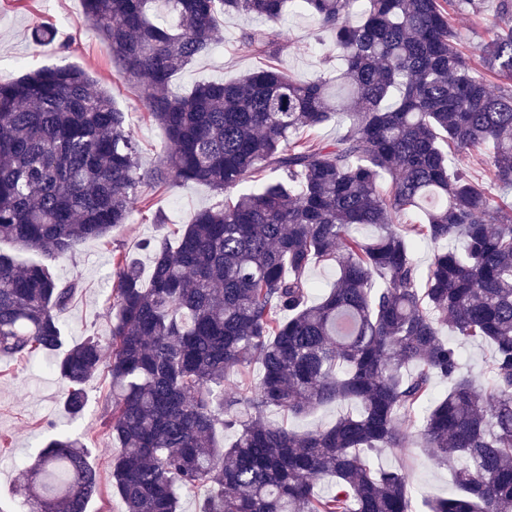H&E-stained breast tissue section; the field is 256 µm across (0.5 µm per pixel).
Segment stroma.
<instances>
[{
    "instance_id": "stroma-1",
    "label": "stroma",
    "mask_w": 512,
    "mask_h": 512,
    "mask_svg": "<svg viewBox=\"0 0 512 512\" xmlns=\"http://www.w3.org/2000/svg\"><path fill=\"white\" fill-rule=\"evenodd\" d=\"M497 0H485L481 13H452L453 23L462 31L461 49L475 53L488 42L498 25ZM53 24V42L38 45L32 38L34 25ZM260 21L244 14L224 15L214 37L212 50L197 59L173 81L184 92L199 83L231 81L260 67L261 62L246 49L240 36ZM287 43L273 63L293 77L309 80L320 74L335 75L339 59H326L330 47L327 33L318 30L313 19L300 8L289 7L284 18ZM74 64L86 69L99 86L108 89L116 107L124 114L139 146L142 169H153L167 144L164 129L147 115L140 85L118 79V65L107 46L91 29L82 0H0V79L15 78L44 67ZM143 201L135 202L129 224L113 241H88L74 254L61 259L54 273L62 279L78 278L81 288L63 316L69 344L85 337L107 338L110 333L108 298L112 291V248L136 261L143 277H150L151 263L142 241L174 233L196 211L222 200L223 195L203 183L144 187ZM161 212L164 223L153 221ZM52 355L35 354L24 359L0 357V512H23L24 497L19 477L22 469L41 450L48 438L59 431L81 434L98 470L101 491L87 505V512H125L109 483V463L115 452L112 438L101 419L110 392L109 379L99 374L86 385L87 406L80 417H72L64 406L67 387L52 367ZM385 468H404L414 491L412 512H423L428 499L444 495L450 484L446 467L435 464L419 449H387L376 459Z\"/></svg>"
}]
</instances>
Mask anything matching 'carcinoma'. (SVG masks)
Returning a JSON list of instances; mask_svg holds the SVG:
<instances>
[{
	"instance_id": "obj_1",
	"label": "carcinoma",
	"mask_w": 512,
	"mask_h": 512,
	"mask_svg": "<svg viewBox=\"0 0 512 512\" xmlns=\"http://www.w3.org/2000/svg\"><path fill=\"white\" fill-rule=\"evenodd\" d=\"M289 2L83 0L119 76L143 83L166 131L148 172L124 113L85 69L0 81V241L43 257L0 252V356L54 354L73 416L107 372L105 425L121 448L111 487L125 512H181L184 492L200 497L198 512H411L406 471L373 462L408 446L402 414L451 477L428 512H512V0H497L504 23L478 62L448 8L478 12L482 0H301L344 61L339 92L271 65L170 89L226 13L269 23L241 40L278 55ZM340 116L335 139L300 136ZM478 146L491 188L454 163ZM170 182L205 183L224 202L175 239L142 244L146 286L113 254L107 342L66 345L61 317L80 281L51 263L121 232L140 188ZM407 213L421 223H399ZM360 226L378 233L362 238ZM422 240L449 242L425 269ZM320 264L338 274L314 300L307 270ZM459 342L491 347L486 381L465 371ZM436 378L446 394H434ZM332 403L358 409L306 431L267 419ZM219 427L232 432L224 445ZM26 476L28 512H86L100 489L76 435L52 437Z\"/></svg>"
}]
</instances>
